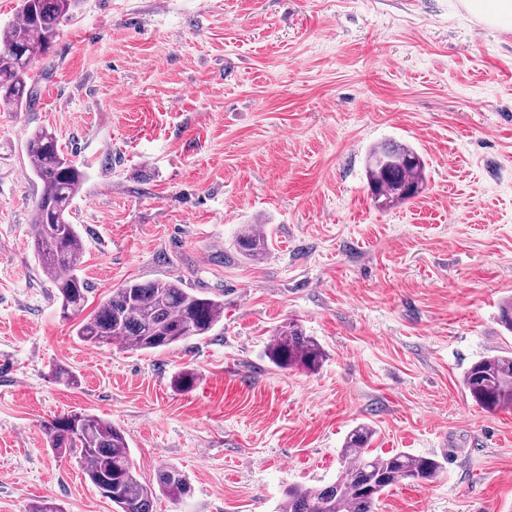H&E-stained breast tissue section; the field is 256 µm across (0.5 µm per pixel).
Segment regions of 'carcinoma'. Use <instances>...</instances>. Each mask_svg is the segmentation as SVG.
I'll use <instances>...</instances> for the list:
<instances>
[{"label":"carcinoma","mask_w":512,"mask_h":512,"mask_svg":"<svg viewBox=\"0 0 512 512\" xmlns=\"http://www.w3.org/2000/svg\"><path fill=\"white\" fill-rule=\"evenodd\" d=\"M79 0H19L18 20L0 27V105L15 110L31 106L36 65L53 48L60 26L74 18ZM32 173L42 190L32 216L33 248L40 268L61 299L63 317L83 310L89 283L78 274L83 241L70 210L87 178L60 149L55 135L32 132L26 142ZM366 176L372 200L386 210L424 191L427 165L410 145L388 141L370 150ZM240 252L260 260L269 252L267 236L251 224L239 234ZM224 320V301L185 287L182 279L153 282L129 280L112 290L94 314L76 326L77 338L88 345L122 341L136 351L162 350L192 336H205ZM275 367L316 370L323 361L320 344L306 335L298 321L280 325L265 350ZM463 385L471 399L488 411L512 409V356L494 355L474 362ZM52 450L79 459L88 480L117 512H154L157 494L180 501L192 486L176 468L159 467L155 482L140 479L123 433L111 422L83 413L63 414L43 425ZM375 431L368 424L345 438L336 480L315 487L290 486L283 512H379L382 496L404 483L427 484L442 472L435 458L405 451L374 454Z\"/></svg>","instance_id":"1"}]
</instances>
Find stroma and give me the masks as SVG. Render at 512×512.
Instances as JSON below:
<instances>
[{"instance_id": "stroma-1", "label": "stroma", "mask_w": 512, "mask_h": 512, "mask_svg": "<svg viewBox=\"0 0 512 512\" xmlns=\"http://www.w3.org/2000/svg\"><path fill=\"white\" fill-rule=\"evenodd\" d=\"M37 72L34 107L0 108V512H115L47 446L70 411L119 428L144 480L187 477L193 496L157 512H278L288 486L335 480L361 423L375 453L444 466L380 512H512V410L462 383L512 352V30L460 0H81ZM40 128L88 167L70 213L85 314L178 277L223 299L209 335L78 340L31 248ZM389 139L423 156L427 187L381 210L365 159ZM246 224L267 258L240 253ZM291 319L324 351L315 371L264 355Z\"/></svg>"}]
</instances>
